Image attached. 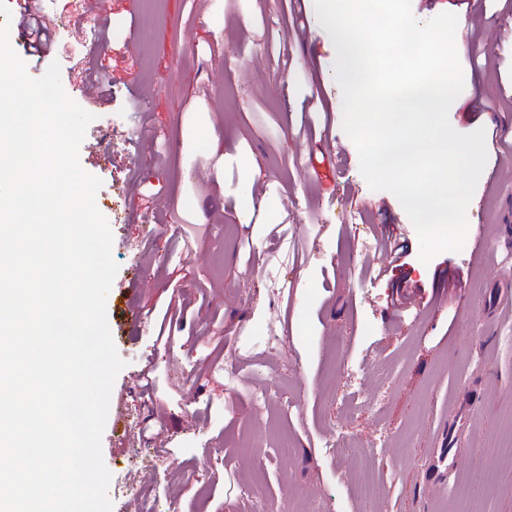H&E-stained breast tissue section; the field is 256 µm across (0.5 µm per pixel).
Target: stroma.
<instances>
[{"label":"stroma","mask_w":512,"mask_h":512,"mask_svg":"<svg viewBox=\"0 0 512 512\" xmlns=\"http://www.w3.org/2000/svg\"><path fill=\"white\" fill-rule=\"evenodd\" d=\"M55 50L10 42L31 77L59 63L93 114L79 148L119 269L106 300L125 366L102 435L112 512H512V38L465 46L472 78L449 110L459 133L499 130L467 209L461 251L419 259L399 200L370 189L342 128L336 48L284 0H43ZM422 22L471 19L500 0H411ZM153 13L145 28L141 17ZM321 83L320 98L310 87ZM395 226L407 255L389 261ZM481 256H474L477 237ZM388 263L386 277L377 268ZM420 287L399 314L395 284ZM139 308L142 321L124 318ZM182 314L173 342L156 320ZM263 391L274 418L254 407ZM460 471L432 489L426 462L457 398ZM369 448L383 496L360 498L337 451Z\"/></svg>","instance_id":"stroma-1"}]
</instances>
